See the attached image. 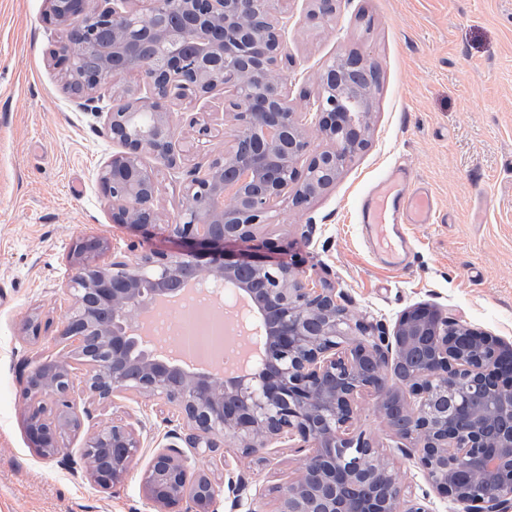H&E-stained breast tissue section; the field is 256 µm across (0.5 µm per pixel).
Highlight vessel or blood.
<instances>
[{
  "label": "vessel or blood",
  "mask_w": 512,
  "mask_h": 512,
  "mask_svg": "<svg viewBox=\"0 0 512 512\" xmlns=\"http://www.w3.org/2000/svg\"><path fill=\"white\" fill-rule=\"evenodd\" d=\"M437 213L432 189L422 183H410L407 169L399 164L364 198L360 222L375 259L403 270L408 268L413 251L409 226L435 223Z\"/></svg>",
  "instance_id": "obj_1"
}]
</instances>
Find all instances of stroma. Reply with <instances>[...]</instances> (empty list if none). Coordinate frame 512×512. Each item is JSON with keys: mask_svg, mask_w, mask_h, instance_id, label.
Masks as SVG:
<instances>
[{"mask_svg": "<svg viewBox=\"0 0 512 512\" xmlns=\"http://www.w3.org/2000/svg\"><path fill=\"white\" fill-rule=\"evenodd\" d=\"M47 9V0H0V512H153L142 472L183 431L163 401L128 393L102 402L75 380L74 397L88 411L84 431L112 420L141 429L137 465L109 489L83 474L82 433L65 435L66 453L50 460L26 434V377L67 350L55 335L75 306L74 244L103 241L101 264L180 248L163 230L145 235L113 224L98 183L118 151L105 121L113 96L133 79L109 77L90 101L65 92L52 58L62 32ZM280 10L296 109L306 111L320 70L352 51L377 69L378 83L367 148L306 205L282 197L254 252L287 251L353 313L391 325L410 306L434 304L512 342V0H339L335 17L320 26L308 20L305 0H283ZM400 162L431 187L439 219L412 225L414 261L395 271L371 256L359 205ZM310 223L317 230L308 240ZM30 322L40 339H32ZM353 425L403 474L407 497L425 494L431 512H458L403 454L374 393L358 395ZM305 454L299 439L285 438L266 454L230 449L223 460L196 465L218 483L243 485L237 495L224 489L213 512H235L237 496L255 512H273Z\"/></svg>", "mask_w": 512, "mask_h": 512, "instance_id": "35a3bbf8", "label": "stroma"}]
</instances>
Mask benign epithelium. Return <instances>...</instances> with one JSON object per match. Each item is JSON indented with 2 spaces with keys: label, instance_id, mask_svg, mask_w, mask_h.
Listing matches in <instances>:
<instances>
[{
  "label": "benign epithelium",
  "instance_id": "obj_1",
  "mask_svg": "<svg viewBox=\"0 0 512 512\" xmlns=\"http://www.w3.org/2000/svg\"><path fill=\"white\" fill-rule=\"evenodd\" d=\"M138 2L48 0L46 14L65 29L53 58L69 93L91 97L110 69L145 77L146 95L127 86L107 113V133L120 148L99 174L112 223L137 229L162 220L158 181L145 159L155 168L184 170L188 154L180 122L193 132L191 147L210 142L205 113H176L172 105L204 99L219 86L228 89L224 116L232 138L210 153L206 167L186 172L181 211L166 225L183 251H151L133 266L121 260L100 266L92 257L102 250L101 241L75 244V309L56 334L72 349L52 365L35 367L26 379V431L33 448L57 457L65 453L62 434L81 430L82 411L71 397L73 362L79 361L86 389L101 401L133 392L173 407L197 457L220 455L219 437L246 456L286 436L299 437L310 452L281 490L275 512H431L426 496L404 500L398 474L369 436L351 428L356 395L372 390L386 418L397 404L412 415L408 439L414 447L404 452L416 459L435 492L457 502L460 512H512L511 342L428 304L404 310L388 334L382 324L349 314L336 289L297 266L252 252H225L228 245L255 241L289 189L294 205L307 204L366 148L372 87L351 79L361 61L341 56L322 69L309 119L291 104L288 80L275 77L288 37L278 0H146L144 12ZM306 2L313 23L336 15L337 0ZM79 47L98 53L103 72L80 69ZM315 135L326 142L317 151L311 149ZM187 269L197 282L235 278L252 294V283L261 285L262 311L255 317L267 345L263 372L217 379L146 350L135 353L141 306L166 294ZM97 301L112 306V323L94 328L80 313ZM422 346L428 355L400 382L416 396L413 408L399 389L381 386L376 373ZM462 382L474 395L498 396L496 411L509 420L495 435L486 430L494 415L475 404L464 430L448 419V410L426 407ZM141 448L140 430L130 423L96 427L83 445L88 478L102 488L121 482ZM349 448L357 449L352 460L345 456ZM142 486L154 512H212L219 493L215 480L193 468L176 445L154 452Z\"/></svg>",
  "mask_w": 512,
  "mask_h": 512
}]
</instances>
